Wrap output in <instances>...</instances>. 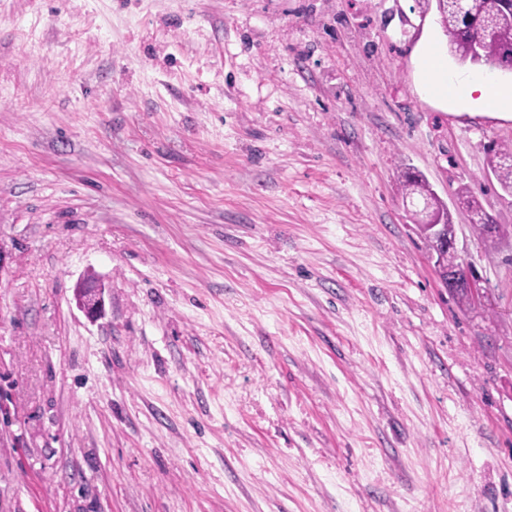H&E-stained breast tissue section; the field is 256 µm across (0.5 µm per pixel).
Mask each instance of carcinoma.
Segmentation results:
<instances>
[{
    "instance_id": "obj_1",
    "label": "carcinoma",
    "mask_w": 512,
    "mask_h": 512,
    "mask_svg": "<svg viewBox=\"0 0 512 512\" xmlns=\"http://www.w3.org/2000/svg\"><path fill=\"white\" fill-rule=\"evenodd\" d=\"M476 27L461 22L454 8L438 13L439 23L447 37L448 53L465 64H492L512 70V11L503 8L501 0H472ZM489 167L501 186L512 190V148L492 150ZM406 196L420 197L427 201L434 218L452 224L447 205L430 189L420 175H406ZM458 203L473 215V226L484 238L492 236L484 220V211L478 201L466 191L457 193Z\"/></svg>"
}]
</instances>
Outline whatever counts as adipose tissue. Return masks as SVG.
I'll list each match as a JSON object with an SVG mask.
<instances>
[{"mask_svg":"<svg viewBox=\"0 0 512 512\" xmlns=\"http://www.w3.org/2000/svg\"><path fill=\"white\" fill-rule=\"evenodd\" d=\"M422 73L435 94L451 101H472L503 110H512V86L499 85L492 73L457 75L449 73L434 53H427L421 62Z\"/></svg>","mask_w":512,"mask_h":512,"instance_id":"adipose-tissue-1","label":"adipose tissue"}]
</instances>
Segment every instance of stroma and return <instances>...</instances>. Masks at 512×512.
<instances>
[{
    "mask_svg": "<svg viewBox=\"0 0 512 512\" xmlns=\"http://www.w3.org/2000/svg\"><path fill=\"white\" fill-rule=\"evenodd\" d=\"M431 48L420 0H0V512H512V111ZM421 69L430 90L443 98L469 102L478 94L477 101L494 108L512 110V85H499L491 72L467 76L449 73L432 52L423 58ZM489 167L505 190H512V148L491 150ZM404 178V188L406 191V196L410 198L421 197L422 200H426L434 214V218L436 219V221L442 222L443 224H448L449 228H451L452 225L454 224H452L451 217L448 212V207L433 193V191L430 189V185L428 184V182L420 175L411 176V174H408L405 175ZM436 221L431 220L428 222L430 223L428 224V226L426 224H419L418 227V230L422 237L424 238V240H426L429 249L433 250L432 238L430 234L431 230L434 240L433 257L436 256V266L438 262H440V265L444 266L447 269H459V272H462L457 254L453 251L448 250V248L453 249L455 251L457 250L455 234L453 236H449L446 233L445 229L443 228L442 224H437ZM442 251L448 252H444L442 254V262L440 261V258L438 259L437 262L438 255ZM458 203L466 208L473 215V226L478 234L484 238H492V232L488 230L484 220V211L478 201L473 198L467 191L457 193ZM462 262L465 272L463 276L459 273L448 272L447 279L441 277V282L444 288H448V290H455L458 287H463L473 300L476 299L479 301L482 297V294L480 293V277L468 262H465L464 260H462ZM467 292L464 290H457L453 294L469 303L470 298ZM80 288L83 290L80 300L81 310L90 321H97L101 318L104 309V302L97 293L102 288L93 283L82 284Z\"/></svg>",
    "mask_w": 512,
    "mask_h": 512,
    "instance_id": "1",
    "label": "stroma"
}]
</instances>
